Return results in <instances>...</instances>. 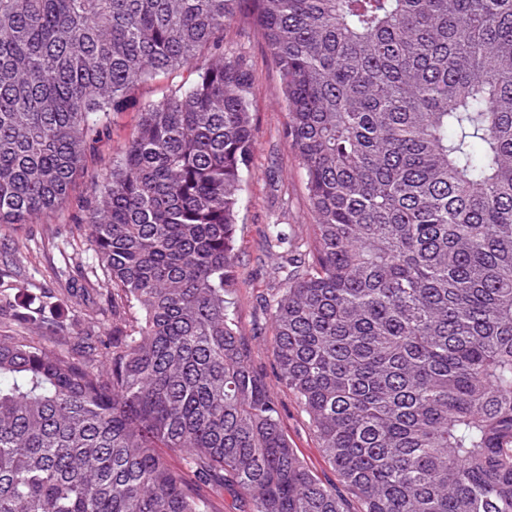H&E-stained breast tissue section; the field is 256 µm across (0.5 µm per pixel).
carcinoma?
<instances>
[{"label": "carcinoma", "mask_w": 512, "mask_h": 512, "mask_svg": "<svg viewBox=\"0 0 512 512\" xmlns=\"http://www.w3.org/2000/svg\"><path fill=\"white\" fill-rule=\"evenodd\" d=\"M243 8L314 218L281 266L277 375L338 487L230 314ZM160 77L82 200L112 339L0 336V512H214L201 482L238 512H512V0H0V225L60 212ZM165 81L157 79V81L143 86L129 101L122 115L117 119V126L111 131V135L104 141L100 148V154L108 160L112 157L118 148L123 144L124 140L129 136L138 120L139 102L145 99H156L160 96V88Z\"/></svg>", "instance_id": "cac0c4a2"}]
</instances>
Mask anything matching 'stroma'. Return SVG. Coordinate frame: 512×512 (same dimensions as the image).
Segmentation results:
<instances>
[{"label": "stroma", "mask_w": 512, "mask_h": 512, "mask_svg": "<svg viewBox=\"0 0 512 512\" xmlns=\"http://www.w3.org/2000/svg\"><path fill=\"white\" fill-rule=\"evenodd\" d=\"M224 53L246 60L252 75L251 112L256 146L238 217L237 285L232 313L252 351L255 368L277 401L282 427L292 448L322 481L337 477L324 458L308 417L295 397L277 379L269 307L276 298L278 266L288 253L306 250L312 238L305 173L289 147L282 80L258 31L241 19L224 32ZM160 82L143 86L130 100L110 137L100 148L110 158L138 120L139 103L160 95ZM85 214L76 203L48 220L0 227V308L7 312L40 310L45 323L73 327L79 333L112 334V306L106 297L108 278L91 260L84 236ZM278 224L287 243L268 247L267 225Z\"/></svg>", "instance_id": "obj_1"}]
</instances>
